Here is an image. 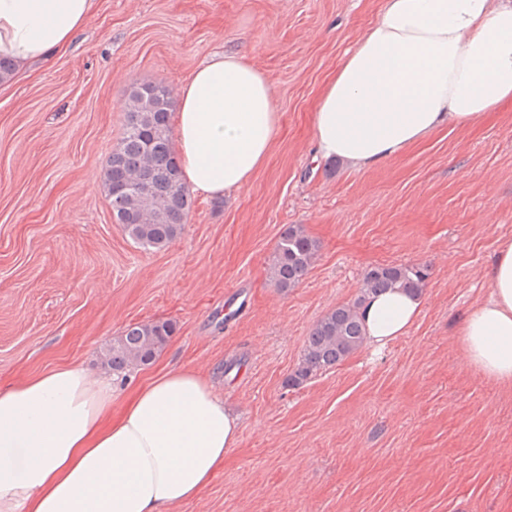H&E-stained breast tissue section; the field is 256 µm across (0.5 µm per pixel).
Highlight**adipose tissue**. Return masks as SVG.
<instances>
[{
    "label": "adipose tissue",
    "mask_w": 512,
    "mask_h": 512,
    "mask_svg": "<svg viewBox=\"0 0 512 512\" xmlns=\"http://www.w3.org/2000/svg\"><path fill=\"white\" fill-rule=\"evenodd\" d=\"M98 0H0V56L16 72L72 44ZM174 147L195 192L223 196L264 166L279 115L245 57L213 55L177 92ZM512 106V0H384L317 106V155L361 171L435 131ZM487 297L459 327L461 355L512 386V239L484 271ZM425 295L392 288L358 314L378 351L405 336ZM114 386L77 363L0 388V512H173L196 499L240 439L213 383L158 371L113 411Z\"/></svg>",
    "instance_id": "1"
}]
</instances>
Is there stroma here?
Wrapping results in <instances>:
<instances>
[{
    "mask_svg": "<svg viewBox=\"0 0 512 512\" xmlns=\"http://www.w3.org/2000/svg\"><path fill=\"white\" fill-rule=\"evenodd\" d=\"M382 2L101 0L68 50L0 90V386L63 363L111 376L102 354L128 325L174 322L116 396L194 367L241 422L223 470L175 512H512V387L470 369L457 336L512 238V107L370 171L314 160L319 96ZM224 52L273 89L270 155L228 198L193 193L168 246L140 248L103 186L126 93L176 91ZM292 224L318 259L282 291L269 260ZM382 264L430 268L407 336L288 385L313 325Z\"/></svg>",
    "mask_w": 512,
    "mask_h": 512,
    "instance_id": "stroma-1",
    "label": "stroma"
}]
</instances>
